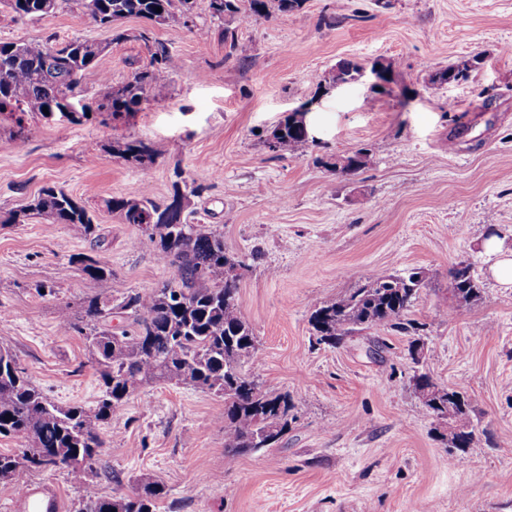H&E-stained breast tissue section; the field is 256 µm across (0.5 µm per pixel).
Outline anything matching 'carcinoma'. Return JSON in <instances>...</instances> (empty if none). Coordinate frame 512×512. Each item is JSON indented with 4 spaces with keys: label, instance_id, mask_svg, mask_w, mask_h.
I'll use <instances>...</instances> for the list:
<instances>
[{
    "label": "carcinoma",
    "instance_id": "cac0c4a2",
    "mask_svg": "<svg viewBox=\"0 0 512 512\" xmlns=\"http://www.w3.org/2000/svg\"><path fill=\"white\" fill-rule=\"evenodd\" d=\"M280 12H292L303 0H209L212 18L226 16L243 22L268 15V3ZM69 0H0L17 17L51 16ZM80 12L93 22L109 20L108 30L130 17L164 24L178 15H188L193 0H74ZM161 12H156V9ZM139 39L148 53V63L129 79L110 90L100 108L112 118L131 114L142 102L161 100L171 79L168 48L143 32ZM106 46L87 40L57 45L53 37L33 41H0V115L9 114L22 123L25 113L62 111L67 103L83 100V79L96 68ZM459 65L434 72L433 78L448 83L466 78ZM277 151L295 152L309 140L295 116H288L276 129ZM116 150L143 170L156 163L157 153L141 140L119 142ZM347 175L370 163L364 149L347 156ZM108 210L119 213L128 224L142 223L155 215L150 231L133 246H147L157 259L176 268L177 276L148 293L127 291L94 296L84 302V320L91 327L86 336L100 381V395L93 406L59 405L43 393L7 348H0V435L20 437L28 447L18 453H0V480L19 482L33 471L63 470L83 489L79 512H156L165 497V486L138 479L132 493L103 497L89 474L103 447L104 428L129 398L140 389L161 382L190 385L224 395V458L228 465L241 455L262 449L261 435L274 428L279 436L288 431L294 403L288 394L266 391L242 373L240 362L255 349V335L238 304L240 275L233 267L245 264L224 250V236L205 224H191L169 207L146 194L104 200ZM41 218L68 224L80 235L101 242L99 224L83 201L61 188H43L31 203L9 213L5 224H26ZM82 271L93 279H109L112 269L85 256ZM423 279L411 271L404 275L372 272L366 283L334 301L321 303L310 323L318 341L334 346L355 330L381 325H401L416 298ZM451 289L464 301L479 296L470 266L451 272ZM127 322L112 331V317ZM64 334L82 331L68 307L59 311ZM415 391L435 415L448 408L469 419V405L462 393L443 391L430 396L432 384L426 375L416 378Z\"/></svg>",
    "mask_w": 512,
    "mask_h": 512
}]
</instances>
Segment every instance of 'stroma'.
Returning a JSON list of instances; mask_svg holds the SVG:
<instances>
[{"label":"stroma","mask_w":512,"mask_h":512,"mask_svg":"<svg viewBox=\"0 0 512 512\" xmlns=\"http://www.w3.org/2000/svg\"><path fill=\"white\" fill-rule=\"evenodd\" d=\"M206 28L199 39L195 31ZM124 39L73 5L36 20L0 13L1 41L55 36L106 44L84 79L88 119H0V345L56 403L100 394L85 336L62 335L58 309L147 292L173 277L110 197L167 201L174 182L201 185L188 210L224 235L245 264L238 303L256 336L243 373L288 393L293 418L270 448L224 460V399L157 384L131 396L104 429L92 475L106 496L131 478L161 481L158 512H512V286L494 262L512 254V0H304L248 23L211 17L125 19ZM164 42L169 96L112 118L110 86L148 61L141 32ZM247 46L231 53L230 42ZM480 57L466 81L432 72ZM397 63L393 82L330 88L345 59ZM299 107L315 136L292 154L270 151L273 130ZM137 139L157 150L149 171L113 153ZM364 149L368 167L341 176L325 162ZM46 186L95 209L102 242L65 224H10ZM112 270L85 275L79 257ZM472 267L476 301L459 302L451 270ZM421 272L409 332L381 325L340 344L318 342L310 316L365 284L370 272ZM49 285L53 295H39ZM428 375L464 394L476 438L450 448L447 427L418 398Z\"/></svg>","instance_id":"1"}]
</instances>
